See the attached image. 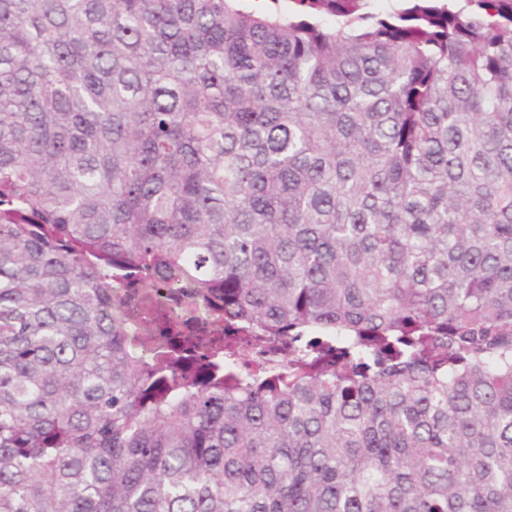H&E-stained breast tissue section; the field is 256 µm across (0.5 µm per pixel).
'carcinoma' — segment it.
Returning <instances> with one entry per match:
<instances>
[{"label":"carcinoma","mask_w":512,"mask_h":512,"mask_svg":"<svg viewBox=\"0 0 512 512\" xmlns=\"http://www.w3.org/2000/svg\"><path fill=\"white\" fill-rule=\"evenodd\" d=\"M374 2L0 0V512H512V0ZM124 288L128 290V298L125 299L129 305L139 300L144 294L149 296L155 304L165 308L168 313L173 311L180 322L201 317V309L192 298L193 288L187 284L172 288L167 281L156 279L152 288H137L134 281Z\"/></svg>","instance_id":"obj_1"}]
</instances>
